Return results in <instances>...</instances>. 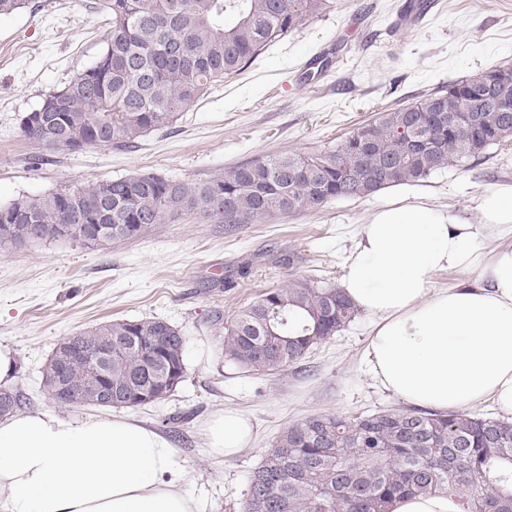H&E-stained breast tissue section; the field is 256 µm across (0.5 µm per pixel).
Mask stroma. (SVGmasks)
<instances>
[{
	"instance_id": "35a3bbf8",
	"label": "stroma",
	"mask_w": 512,
	"mask_h": 512,
	"mask_svg": "<svg viewBox=\"0 0 512 512\" xmlns=\"http://www.w3.org/2000/svg\"><path fill=\"white\" fill-rule=\"evenodd\" d=\"M407 4L336 0L329 14L267 47L137 147L74 154L39 151L21 119L96 61L110 18L98 0H27L0 16V205L142 172L199 182L256 157L326 150L382 110L512 65V0H433L413 26L399 22ZM37 154L44 160L35 169ZM508 186L512 139L465 168L410 184L409 198L475 218L484 194ZM388 199L383 190L335 199L259 224L189 217L105 248L65 240L0 251V347L14 358L11 387L22 394L23 411L56 413L41 370L60 338L106 321L165 320L189 339L186 378L173 394L133 409L81 406L69 415L117 413L154 427L176 448L183 489L204 512H241L251 471L292 421L405 407L367 373L366 314L277 371L243 370L221 345L226 320L265 290L301 275L339 285L363 224ZM225 409L253 424L251 444L229 461L210 457L203 434Z\"/></svg>"
}]
</instances>
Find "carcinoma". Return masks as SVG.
<instances>
[{
	"label": "carcinoma",
	"instance_id": "1",
	"mask_svg": "<svg viewBox=\"0 0 512 512\" xmlns=\"http://www.w3.org/2000/svg\"><path fill=\"white\" fill-rule=\"evenodd\" d=\"M334 0H104L111 25L103 52L46 95L41 123L23 134L39 147L80 152L132 147L171 125L209 88L239 74L265 48ZM512 66L448 84L425 99L386 109L333 149L259 157L203 182L156 173L22 196L0 206V250L78 240L87 248L124 243L156 224L195 216L257 224L364 198L486 156L512 138ZM473 112L483 138L448 132L428 116ZM359 310L341 289L307 277L262 293L227 322L224 357L251 372L302 360ZM123 343L120 352L113 351ZM188 339L159 319L100 323L79 332L67 378L80 404L135 408L183 382ZM112 352L97 374V357ZM112 388V402L104 390ZM416 496L448 499V512H512V419L468 412L388 410L354 418L315 414L286 426L249 477L242 512H394Z\"/></svg>",
	"mask_w": 512,
	"mask_h": 512
}]
</instances>
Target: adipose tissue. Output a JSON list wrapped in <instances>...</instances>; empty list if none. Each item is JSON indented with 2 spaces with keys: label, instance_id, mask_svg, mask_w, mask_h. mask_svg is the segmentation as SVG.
<instances>
[{
  "label": "adipose tissue",
  "instance_id": "adipose-tissue-1",
  "mask_svg": "<svg viewBox=\"0 0 512 512\" xmlns=\"http://www.w3.org/2000/svg\"><path fill=\"white\" fill-rule=\"evenodd\" d=\"M512 224V188L484 195L478 220L428 202L386 204L363 224L344 267L345 296L374 320L370 374L401 401L439 411L493 400L512 413V243L487 250ZM465 280L435 288V272ZM251 421L227 410L204 435L230 459ZM171 442L125 417L19 413L0 422V512H201L182 488Z\"/></svg>",
  "mask_w": 512,
  "mask_h": 512
}]
</instances>
